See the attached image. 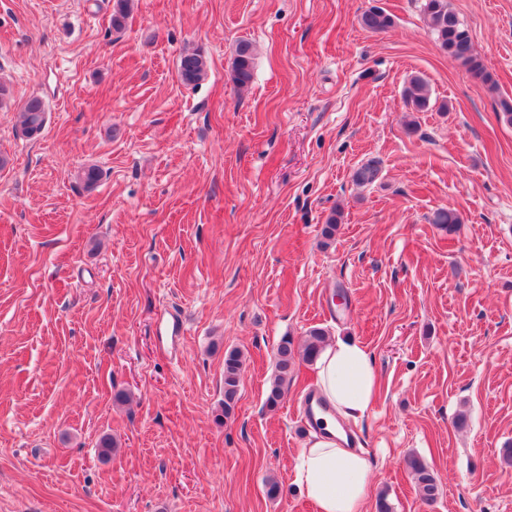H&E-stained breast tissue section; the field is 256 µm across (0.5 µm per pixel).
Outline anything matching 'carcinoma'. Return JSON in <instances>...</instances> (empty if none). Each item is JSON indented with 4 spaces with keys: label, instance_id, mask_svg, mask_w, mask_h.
<instances>
[{
    "label": "carcinoma",
    "instance_id": "cac0c4a2",
    "mask_svg": "<svg viewBox=\"0 0 512 512\" xmlns=\"http://www.w3.org/2000/svg\"><path fill=\"white\" fill-rule=\"evenodd\" d=\"M423 10L428 23L436 35L440 49L449 57L462 65L471 77L481 81L489 88H494V82L487 71L483 59L475 52L473 40L468 27L458 18L450 8L448 0H423ZM130 15V0H116L112 13V27L122 28ZM362 28L377 32L392 25V19L379 9H371L360 17ZM255 49L247 41L239 42L232 53L231 73L233 82L240 88L251 83L253 77V63ZM207 73V61L204 54L198 50L185 52L178 68L180 80L185 84H196ZM405 100L410 111L425 112L430 107L431 94L426 81L419 76L410 79L405 89ZM47 120V109L44 101L32 96L23 104L21 110V132L27 138H36L41 135ZM379 174L375 163H367L354 171L356 183L366 185L373 183ZM431 223L448 227L453 232L461 219L456 210L440 208L436 210ZM325 343V331L321 328L309 330L302 345L298 348L288 340H282L277 349L275 375L271 382L266 398L267 407L274 409L281 402L288 380L293 377L295 356L312 363L317 358ZM244 359L240 351L228 350L224 353V417H229L235 407L239 387L242 383ZM406 466L418 486L422 499L426 502L434 500L438 494V485L432 472L426 464L416 455L406 458Z\"/></svg>",
    "mask_w": 512,
    "mask_h": 512
}]
</instances>
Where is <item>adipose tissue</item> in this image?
<instances>
[{"label": "adipose tissue", "mask_w": 512, "mask_h": 512, "mask_svg": "<svg viewBox=\"0 0 512 512\" xmlns=\"http://www.w3.org/2000/svg\"><path fill=\"white\" fill-rule=\"evenodd\" d=\"M318 391L331 408L294 458L292 476L317 512H363L369 494L364 457L339 441L341 423L359 424L371 411L379 384L373 353L354 341L328 345L317 362Z\"/></svg>", "instance_id": "adipose-tissue-1"}]
</instances>
